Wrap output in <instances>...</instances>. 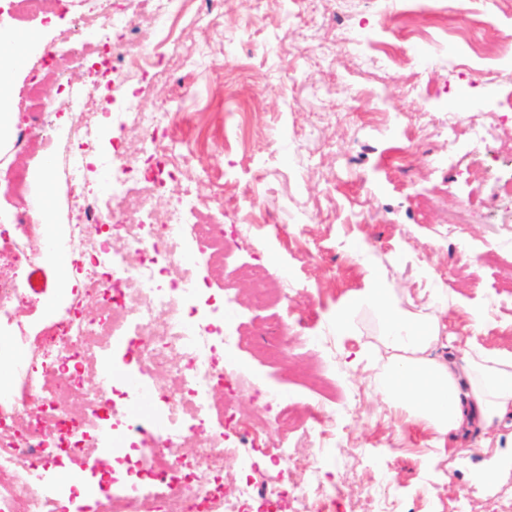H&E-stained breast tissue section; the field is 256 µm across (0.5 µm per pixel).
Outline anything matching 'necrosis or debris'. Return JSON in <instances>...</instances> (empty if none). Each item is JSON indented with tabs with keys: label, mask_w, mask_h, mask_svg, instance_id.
Segmentation results:
<instances>
[{
	"label": "necrosis or debris",
	"mask_w": 512,
	"mask_h": 512,
	"mask_svg": "<svg viewBox=\"0 0 512 512\" xmlns=\"http://www.w3.org/2000/svg\"><path fill=\"white\" fill-rule=\"evenodd\" d=\"M163 19L158 37L141 36L132 17L107 10L106 0H83L81 32L97 35L89 52L94 60L85 83L69 87L57 101L28 111L26 122L14 134L15 148L40 139L45 151L62 156L61 176L66 187L70 223L61 225L44 251H33L32 238L41 225L31 213L41 205V179L34 170H10L21 197L14 215L16 232L0 241V253L15 262L35 266L59 251L71 259L69 294L55 319L34 327L23 318L29 284L0 277V327L10 329L0 345V364L11 366L14 378L0 389V512H53L54 500L43 491L42 468L56 457L81 455L100 445L104 432L119 443H138V456L124 478L113 479L98 497L94 512H249L260 503L263 512L280 501L294 499L296 512H310L312 503H324L329 491L318 470L290 485L281 479L255 484L246 480L235 489L224 485L227 429L250 439L271 459L291 461L288 434L299 425L289 415L280 392L256 393L253 416L238 417L232 406L215 407L214 395L235 397L249 383L243 368L226 358L225 349L241 342L232 329L224 303L204 298L197 277L186 275L175 240L184 239L201 267L224 257V227H204L191 193L169 204V221L156 223L150 209H141L136 223L112 206L127 188L126 176L136 173L152 185L175 178L179 161L165 137L151 135L146 159L127 150H113L104 161L112 192L103 196L91 183L97 170L90 128L76 131L75 148L60 152L55 135L45 129L49 112L90 119L112 120L111 105L138 73L152 67L161 48L178 52L172 37L174 24L187 11L213 14L217 0H148ZM124 241L126 250L114 247ZM166 315L162 334H154L158 315ZM122 361L135 375L139 388H87L90 374ZM174 369L172 380L156 376L153 364ZM143 391L154 402L156 414L172 429L152 442H139L142 421L115 417V397L133 400ZM275 421L277 436H268L267 421ZM194 437L202 444L188 456L178 450V438Z\"/></svg>",
	"instance_id": "4bbe7bcc"
}]
</instances>
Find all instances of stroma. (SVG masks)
<instances>
[{
    "label": "stroma",
    "instance_id": "obj_1",
    "mask_svg": "<svg viewBox=\"0 0 512 512\" xmlns=\"http://www.w3.org/2000/svg\"><path fill=\"white\" fill-rule=\"evenodd\" d=\"M178 32L181 55L130 87L138 111L175 112L178 178L131 181L116 207L162 223L188 188L222 194L225 229L249 225L210 277L236 298L229 356L306 421L265 477L322 466L335 512L512 506V419L471 425L425 467L428 434L382 406L381 321L349 308L374 270L398 306L443 313L437 356L512 352V0H472L465 22L453 0H221Z\"/></svg>",
    "mask_w": 512,
    "mask_h": 512
}]
</instances>
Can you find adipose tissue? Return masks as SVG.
Returning <instances> with one entry per match:
<instances>
[{"label": "adipose tissue", "instance_id": "adipose-tissue-1", "mask_svg": "<svg viewBox=\"0 0 512 512\" xmlns=\"http://www.w3.org/2000/svg\"><path fill=\"white\" fill-rule=\"evenodd\" d=\"M353 305L374 307L383 319L389 359L378 376L382 400L430 433L428 464L438 461L446 438L466 424L489 425L512 416V353L472 350L459 359L432 357L441 340L439 318L395 309L390 289L375 273Z\"/></svg>", "mask_w": 512, "mask_h": 512}]
</instances>
